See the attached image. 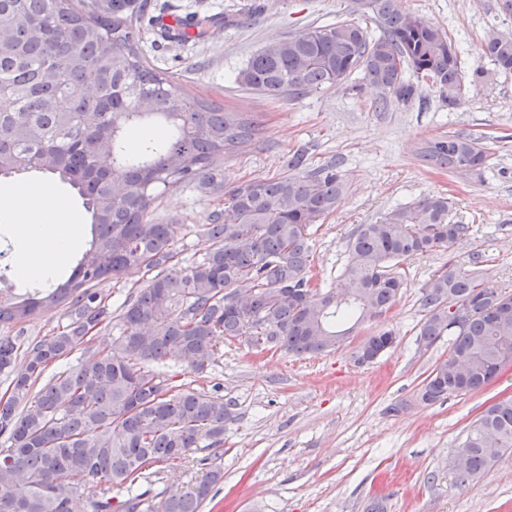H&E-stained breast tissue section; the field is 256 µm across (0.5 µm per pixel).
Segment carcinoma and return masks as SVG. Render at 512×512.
Returning <instances> with one entry per match:
<instances>
[{
	"mask_svg": "<svg viewBox=\"0 0 512 512\" xmlns=\"http://www.w3.org/2000/svg\"><path fill=\"white\" fill-rule=\"evenodd\" d=\"M380 34L353 23L315 26L268 43L238 71L246 89L272 96L332 87L357 69L388 98L406 102L417 87L408 71L430 74L448 109L465 96L458 52L443 31L402 9L401 0H364ZM149 0H0V176L40 169L76 188L91 213V243L73 273L52 290L0 296V324L13 325L66 305L68 323L26 349L0 334V373L11 395L0 400V512H74L79 487L96 488L95 512H201L224 480L214 467L191 490L172 488L148 501L135 484L152 462L182 460L200 447L222 453L232 411L205 392L166 396L159 366L169 361L203 373L224 339L254 336L285 352L314 355L338 348L346 325L374 319L400 299L402 262L448 249L469 230L452 221V203L428 196L398 205L374 224L357 226L340 284L310 276L309 240L348 183L334 167L255 178L229 191L224 213L204 225L202 260L173 263L177 225L153 217L158 190L198 182L224 188V157L247 143L252 121L190 95L147 61L140 21ZM481 53L512 72V33L494 32ZM428 159L467 175L489 154L457 135L433 142ZM132 269L147 275L126 300L118 334L86 350L73 370L46 381V368L87 342L108 318L95 286ZM474 308L460 329L443 318L448 298ZM419 330L427 346L452 337L414 395L420 406L466 395L512 364V293L478 268L450 266L422 289ZM395 340L366 339L378 358ZM456 480L466 484L512 457V398L472 423L458 445ZM124 494L114 502L112 491Z\"/></svg>",
	"mask_w": 512,
	"mask_h": 512,
	"instance_id": "1",
	"label": "carcinoma"
}]
</instances>
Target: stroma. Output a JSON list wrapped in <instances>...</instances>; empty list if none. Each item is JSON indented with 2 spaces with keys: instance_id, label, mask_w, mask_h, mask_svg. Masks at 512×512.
<instances>
[{
  "instance_id": "1",
  "label": "stroma",
  "mask_w": 512,
  "mask_h": 512,
  "mask_svg": "<svg viewBox=\"0 0 512 512\" xmlns=\"http://www.w3.org/2000/svg\"><path fill=\"white\" fill-rule=\"evenodd\" d=\"M161 13L212 19L205 37L161 39L144 32V53L184 91L260 122L255 140L224 161V181L279 177L294 153L303 170L336 165L348 191L313 233L311 274L335 283L358 225L371 224L399 204L442 195L453 201V220L470 230L452 250H435L402 263L407 286L381 317L355 325L342 346L295 356L254 337L221 345L215 362L196 374L170 362L164 377L173 392L205 391L231 404L224 426V471L203 512H512V458L462 485L450 459L469 425L491 404L512 397V365L483 389L429 407L413 395L451 341L419 338L422 289L448 263L480 266L512 291V73L498 72L480 46L490 33L512 31V16L498 0H402L408 12L439 27L458 49L463 75L487 71V83L467 85L457 109L437 86L414 80L409 102L382 107L356 71L348 83L300 97L257 94L241 87L237 71L266 43L314 26L351 21L371 35L379 30L370 9L352 0H156ZM455 134L479 139L489 168L458 175L427 163L426 143ZM225 196L196 184L161 189L154 215L176 227L181 265L201 260L209 243L203 226L223 209ZM393 330L395 345L360 366L353 352L367 338ZM400 412H392L394 404ZM204 474L197 455L158 466L142 490L192 486Z\"/></svg>"
}]
</instances>
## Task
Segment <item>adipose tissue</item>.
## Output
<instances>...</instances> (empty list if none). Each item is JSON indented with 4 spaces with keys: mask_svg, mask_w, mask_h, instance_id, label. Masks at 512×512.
I'll list each match as a JSON object with an SVG mask.
<instances>
[{
    "mask_svg": "<svg viewBox=\"0 0 512 512\" xmlns=\"http://www.w3.org/2000/svg\"><path fill=\"white\" fill-rule=\"evenodd\" d=\"M68 203L47 184L28 182L0 197V230L15 241L12 272L22 283L51 284L80 237Z\"/></svg>",
    "mask_w": 512,
    "mask_h": 512,
    "instance_id": "1",
    "label": "adipose tissue"
}]
</instances>
